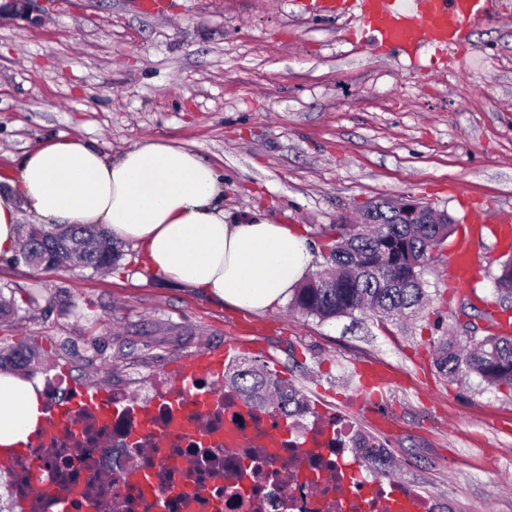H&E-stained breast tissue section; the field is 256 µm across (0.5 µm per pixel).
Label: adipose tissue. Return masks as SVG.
Instances as JSON below:
<instances>
[{"label":"adipose tissue","instance_id":"adipose-tissue-1","mask_svg":"<svg viewBox=\"0 0 512 512\" xmlns=\"http://www.w3.org/2000/svg\"><path fill=\"white\" fill-rule=\"evenodd\" d=\"M220 173L162 139L108 158L75 136L45 140L0 177V257H13L21 211L40 224H97L131 243L183 287L257 314L283 303L313 272L302 230L254 215L230 220ZM38 379L0 372V448H17L45 417Z\"/></svg>","mask_w":512,"mask_h":512}]
</instances>
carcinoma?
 Masks as SVG:
<instances>
[{
    "label": "carcinoma",
    "mask_w": 512,
    "mask_h": 512,
    "mask_svg": "<svg viewBox=\"0 0 512 512\" xmlns=\"http://www.w3.org/2000/svg\"><path fill=\"white\" fill-rule=\"evenodd\" d=\"M361 211L367 224H338L336 239L327 246L328 269L314 272L295 289L290 307L321 321L369 309L375 315L416 317L427 309V294L422 274L440 248L454 232V220L447 213L429 217L424 224H408L391 200L380 198L366 203ZM107 234L97 225L30 224L24 251L14 261L30 262L33 246L46 249L58 268L77 262L98 270L114 264L116 247L105 248ZM496 290L512 294V257L499 264L493 274ZM508 324L491 320L485 335L461 350L448 335L438 338L434 366L443 379L452 383L465 374H475L495 387L512 391V335ZM31 355L20 348L0 347V363L21 368ZM231 389L242 404L283 419L303 416L309 407L301 391L271 373L264 364L236 367L229 376Z\"/></svg>",
    "instance_id": "obj_1"
}]
</instances>
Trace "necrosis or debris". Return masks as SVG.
Returning <instances> with one entry per match:
<instances>
[{"instance_id": "obj_1", "label": "necrosis or debris", "mask_w": 512, "mask_h": 512, "mask_svg": "<svg viewBox=\"0 0 512 512\" xmlns=\"http://www.w3.org/2000/svg\"><path fill=\"white\" fill-rule=\"evenodd\" d=\"M199 393L209 395L210 431H191L192 408L184 425L172 429L174 383L158 377L142 406L127 405L123 391L111 393L115 413L96 422L77 415L74 429L57 432L51 451L33 449L16 460L13 479L18 500L28 512H54L31 481L40 470L70 497L65 512H390V494L373 472L350 479L344 457L355 435L348 422L337 425L331 447L307 455L306 442L327 440L321 421H312L278 448L264 445L280 431L278 418L242 415L239 396L199 378ZM236 423L240 447L224 446V427ZM352 482L347 497L336 484Z\"/></svg>"}]
</instances>
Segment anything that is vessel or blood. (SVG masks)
<instances>
[{
	"label": "vessel or blood",
	"instance_id": "obj_1",
	"mask_svg": "<svg viewBox=\"0 0 512 512\" xmlns=\"http://www.w3.org/2000/svg\"><path fill=\"white\" fill-rule=\"evenodd\" d=\"M297 4L316 16L350 13L356 21L352 37L361 46L376 52L399 51L413 64L425 55L435 67L446 65L449 50L468 42L473 19L488 12V0H297ZM475 255L474 238L461 237L452 253V280L471 281ZM227 357V352L203 349L184 358L176 367V386L183 394H191L195 380L201 374L218 372ZM83 407L98 421L110 419L113 412L110 398L102 390L77 401H62L54 419L35 435V442L49 444Z\"/></svg>",
	"mask_w": 512,
	"mask_h": 512
}]
</instances>
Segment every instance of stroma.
I'll return each mask as SVG.
<instances>
[{"instance_id": "1", "label": "stroma", "mask_w": 512, "mask_h": 512, "mask_svg": "<svg viewBox=\"0 0 512 512\" xmlns=\"http://www.w3.org/2000/svg\"><path fill=\"white\" fill-rule=\"evenodd\" d=\"M51 0L40 25L0 23V174L40 141L95 142L108 158L147 139L197 152L224 177V210L299 227L324 267L337 224L361 204L413 197L466 227L469 200L512 209V0H492L445 71L353 43L351 19L293 0ZM112 269L42 271L0 259V287L39 289L0 318V340L32 352L30 376L67 369L88 390L141 400L203 347L230 348L294 383L317 410L386 442L390 479L438 493L452 512H512V391L476 375L449 384L432 344L482 335L512 309L479 246L470 286L448 283L450 246L424 273V316L321 321L288 304L253 314L183 288L120 243ZM391 383L364 406L353 365Z\"/></svg>"}]
</instances>
